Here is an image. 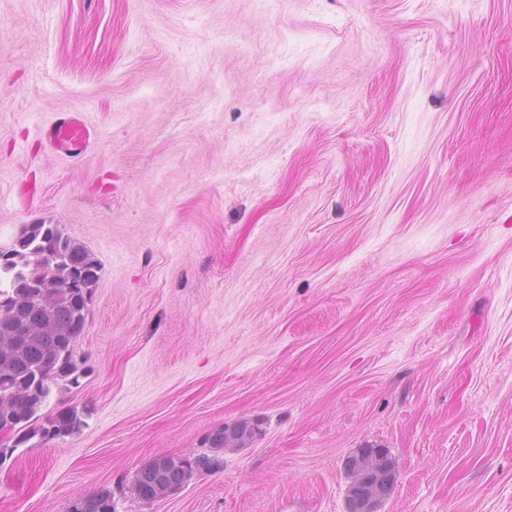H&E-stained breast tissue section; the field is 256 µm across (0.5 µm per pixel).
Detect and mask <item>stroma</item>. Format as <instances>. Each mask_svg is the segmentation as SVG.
I'll return each instance as SVG.
<instances>
[{"label": "stroma", "instance_id": "stroma-1", "mask_svg": "<svg viewBox=\"0 0 512 512\" xmlns=\"http://www.w3.org/2000/svg\"><path fill=\"white\" fill-rule=\"evenodd\" d=\"M25 224L101 277L81 424L0 460V512H348L368 443L377 512H512V0H0V247ZM44 136L57 155L75 158L85 154L96 137V130L83 113L69 112L46 124ZM255 434L256 426L243 421L207 436L203 445L211 454L197 455L195 467L179 456L155 457L137 470L130 490L133 495L137 490L139 495V490L142 489L143 495L151 496L152 500L166 496L180 489L195 476L217 469L221 465L218 454L224 448H239L252 440ZM346 469L351 479L347 490V498L350 501L353 492L367 493L370 498H377L380 494L386 495L390 485L368 484L367 477L381 470L395 471V464L387 448L375 444H365L348 456ZM70 512H116L112 492L105 490L79 498L71 504Z\"/></svg>", "mask_w": 512, "mask_h": 512}]
</instances>
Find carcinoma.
<instances>
[{
	"mask_svg": "<svg viewBox=\"0 0 512 512\" xmlns=\"http://www.w3.org/2000/svg\"><path fill=\"white\" fill-rule=\"evenodd\" d=\"M10 268H0V425L12 428V448H40L73 433L78 407L60 406L42 414L52 393L64 396L81 386L90 368L75 342L85 329L101 267L91 254L65 236L56 224H26L4 250ZM256 426L243 421L205 438L209 452L196 465L161 455L134 475L130 490L161 498L195 476L220 466L219 453L253 439ZM347 493L370 498L389 487L367 482L378 471L395 470L388 449L366 444L349 455ZM70 512H116L109 490L79 498Z\"/></svg>",
	"mask_w": 512,
	"mask_h": 512,
	"instance_id": "cac0c4a2",
	"label": "carcinoma"
}]
</instances>
